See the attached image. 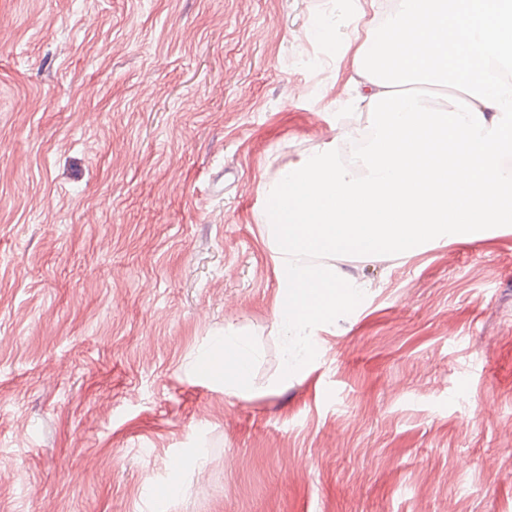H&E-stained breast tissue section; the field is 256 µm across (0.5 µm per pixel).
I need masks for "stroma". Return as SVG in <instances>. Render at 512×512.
Segmentation results:
<instances>
[{"instance_id": "stroma-1", "label": "stroma", "mask_w": 512, "mask_h": 512, "mask_svg": "<svg viewBox=\"0 0 512 512\" xmlns=\"http://www.w3.org/2000/svg\"><path fill=\"white\" fill-rule=\"evenodd\" d=\"M389 2L0 0V512H512V227L349 261L273 383L260 186L344 125ZM218 348L224 352V362L215 368L223 370L214 379L224 385V392L241 398L252 395L251 371L258 356L255 344L239 330L225 328L224 339L218 341Z\"/></svg>"}]
</instances>
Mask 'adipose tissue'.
Instances as JSON below:
<instances>
[{
	"instance_id": "1",
	"label": "adipose tissue",
	"mask_w": 512,
	"mask_h": 512,
	"mask_svg": "<svg viewBox=\"0 0 512 512\" xmlns=\"http://www.w3.org/2000/svg\"><path fill=\"white\" fill-rule=\"evenodd\" d=\"M224 354L223 370L217 374V381L224 386L225 393L241 398L252 394L251 371L258 356L255 344L234 328H227L218 343Z\"/></svg>"
}]
</instances>
